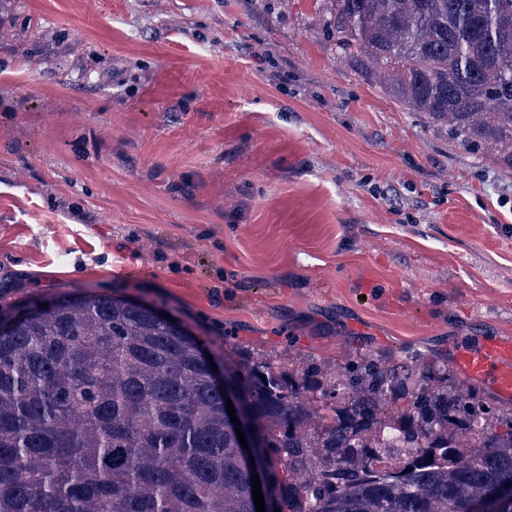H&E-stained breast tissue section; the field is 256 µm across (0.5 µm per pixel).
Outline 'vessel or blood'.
I'll use <instances>...</instances> for the list:
<instances>
[{
  "label": "vessel or blood",
  "instance_id": "1",
  "mask_svg": "<svg viewBox=\"0 0 512 512\" xmlns=\"http://www.w3.org/2000/svg\"><path fill=\"white\" fill-rule=\"evenodd\" d=\"M448 365L464 381L488 388L502 402H512V337L459 340Z\"/></svg>",
  "mask_w": 512,
  "mask_h": 512
}]
</instances>
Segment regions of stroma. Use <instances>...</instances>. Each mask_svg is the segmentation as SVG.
<instances>
[{
    "label": "stroma",
    "mask_w": 512,
    "mask_h": 512,
    "mask_svg": "<svg viewBox=\"0 0 512 512\" xmlns=\"http://www.w3.org/2000/svg\"><path fill=\"white\" fill-rule=\"evenodd\" d=\"M321 0H15L0 298L118 290L217 363L512 336V171L337 55Z\"/></svg>",
    "instance_id": "1"
}]
</instances>
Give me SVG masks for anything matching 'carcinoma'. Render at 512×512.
<instances>
[{"label":"carcinoma","mask_w":512,"mask_h":512,"mask_svg":"<svg viewBox=\"0 0 512 512\" xmlns=\"http://www.w3.org/2000/svg\"><path fill=\"white\" fill-rule=\"evenodd\" d=\"M339 55L512 170V0H322ZM0 303V512H255L210 361L173 316L81 290ZM280 512H473L512 492V407L420 355L236 348Z\"/></svg>","instance_id":"obj_1"}]
</instances>
